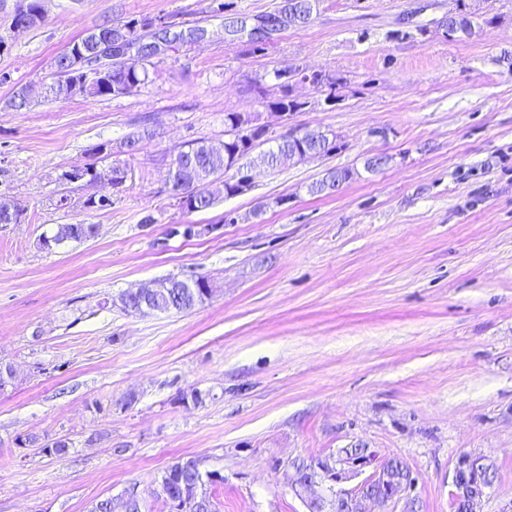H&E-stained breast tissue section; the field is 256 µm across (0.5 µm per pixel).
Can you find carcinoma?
I'll return each instance as SVG.
<instances>
[{"label":"carcinoma","mask_w":512,"mask_h":512,"mask_svg":"<svg viewBox=\"0 0 512 512\" xmlns=\"http://www.w3.org/2000/svg\"><path fill=\"white\" fill-rule=\"evenodd\" d=\"M458 12L451 17H444L438 26L449 38H472L479 34L482 28L497 22L498 16L488 17L478 14L465 3L458 0ZM298 15L300 23L308 25L313 22L312 0H282L279 8L271 13L274 18L288 17V11ZM128 34L131 39L141 44L140 55L132 59H115L109 63V74L104 81L95 84L71 83V67L77 65V60L65 51L54 60L56 81L50 85V93L56 98L80 95L85 98L120 97L135 93L149 79L148 65L152 63L153 54L145 43L146 30L152 26V19L128 20ZM296 74L300 67L285 65L274 72L278 80V94L267 97L264 87L256 89L262 98L267 100L268 107L276 112L291 115L304 108V103L292 95L290 78L284 73ZM342 85V78L318 73L313 86L326 92L325 101L336 102V89ZM224 127L227 137L221 143H214L205 138L188 142L183 149L176 153L175 159L185 162L178 172L176 180L170 187L172 197L178 201L181 208L189 212L203 211L210 208L215 198L208 193L207 184L211 178L220 174L224 176V184L228 185L235 178L236 162L256 146V139L265 134L263 127L254 123L250 114L241 112L224 113ZM336 137L324 134L317 139L300 142L286 135L279 138L276 148L263 154L264 166L276 169L285 164H295L303 161L305 154L326 156L336 151ZM352 172L347 169H329L324 176L309 186L312 194L330 193L349 181ZM96 226L93 224H59L52 236L38 239V247L47 249L44 240H50L53 245L74 241L81 242L93 237ZM204 287L194 292L191 289L177 288V279L170 277L157 281L154 289V307L160 313H182L195 308L212 297L214 288L209 276L198 275ZM67 439L52 440L39 447L41 453L56 458H64L70 452V447L64 446ZM188 485V497L195 499V512H218L213 497L205 490L204 475L200 468V460L195 457H182L171 464L161 477L160 495L167 498L179 492L181 485Z\"/></svg>","instance_id":"carcinoma-1"}]
</instances>
